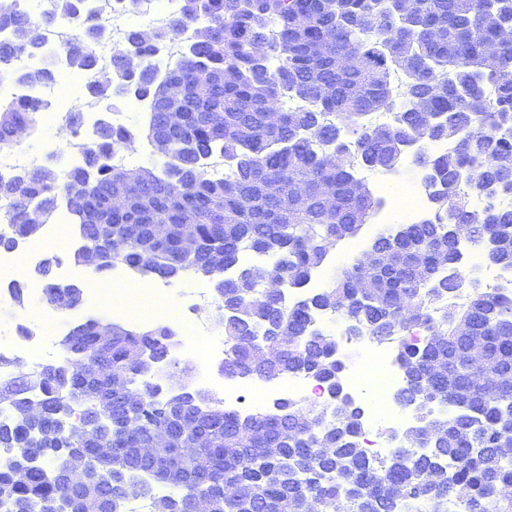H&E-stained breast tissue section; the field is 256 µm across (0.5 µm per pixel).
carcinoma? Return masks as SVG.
<instances>
[{"label":"carcinoma","mask_w":512,"mask_h":512,"mask_svg":"<svg viewBox=\"0 0 512 512\" xmlns=\"http://www.w3.org/2000/svg\"><path fill=\"white\" fill-rule=\"evenodd\" d=\"M85 4L54 0L36 21L22 0H0V28L10 31L0 43V76L60 83L50 59L23 73L9 63L30 53L32 30L83 13L66 45L67 70L87 76L85 96L110 100L116 86L129 87L148 103L146 124L102 120L92 146L75 144L77 165L51 175L41 167L0 175V208L12 224L11 233H0V250L39 234L26 212L56 210L77 187L86 198L85 211L74 215L82 235L107 224L112 236L94 273L121 264L218 284L226 372L265 381L306 376L338 390L336 337L313 326V313L342 314L360 335L394 344L407 377L395 401L417 408V425L379 460L363 445L365 409L352 402L334 415L285 398L274 413L241 417L212 394L196 397L186 366L173 372V402L160 400L146 382L153 364L138 355L162 356L173 332L126 327L101 347L90 319L62 343L69 365L0 379V406L11 410L0 421V508L30 512L34 502H55L65 493L68 463L84 457L112 479L118 512L127 503L124 483L135 477L144 494L152 480L175 489L152 499L151 512H194L202 496L209 512H421L412 510L415 502L448 512L451 497L458 512H512V415L505 413L512 406V280L485 291L474 277L448 278L467 247L512 270V208L496 201L512 195V44L493 69L484 53L512 24V0H413L411 18L398 14L396 0H178L167 27L133 26L127 47L113 52L112 71L100 77L91 76L93 48L108 40L109 27ZM172 39L183 52L161 72L152 59ZM397 73L406 76L400 95ZM168 82L182 87L177 107L188 114L186 126L149 179L122 187L112 157L142 138L153 143L169 108L162 100ZM487 85L495 88L491 99L483 95ZM286 96L303 105L284 110ZM425 108L448 118L426 131L429 141L454 144L415 155L433 215L376 237L371 248L387 253L382 267L369 269L361 253L301 303L262 294L269 271L281 270L298 288L338 243L359 233L382 200L354 190L356 168H395L421 133ZM272 111L281 114L278 126L265 122ZM39 112L37 102H0V153L20 146L14 128H33ZM379 112L392 113L391 122H374ZM214 156L227 166L222 178L209 174ZM183 181L191 185L186 194L178 191ZM271 181L279 184L275 197L265 192ZM299 183L307 198L295 205ZM470 189L487 191L483 205L472 204ZM188 216L196 220L197 253L182 252L174 235H153V225ZM246 252L268 261L243 265ZM53 262L35 270L47 298L81 304L79 286L62 288L51 277ZM359 271L373 281L366 300L356 299ZM253 336L271 337L262 364L249 346ZM92 357L103 364L97 372ZM32 380L43 405L37 422L19 413ZM126 385L144 394L131 413L117 396ZM77 399L79 414L70 410ZM159 425L173 427L177 448L202 438L207 445L180 470L155 469L136 448ZM102 435L112 438V453L99 458ZM26 458L37 465L19 483L15 473ZM96 499L97 491H83L70 499L71 512H97Z\"/></svg>","instance_id":"cac0c4a2"}]
</instances>
